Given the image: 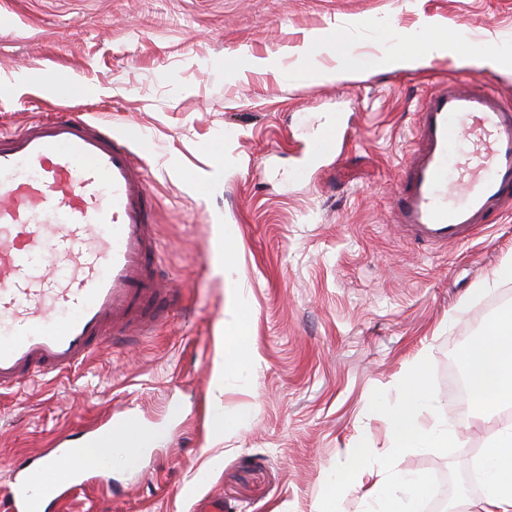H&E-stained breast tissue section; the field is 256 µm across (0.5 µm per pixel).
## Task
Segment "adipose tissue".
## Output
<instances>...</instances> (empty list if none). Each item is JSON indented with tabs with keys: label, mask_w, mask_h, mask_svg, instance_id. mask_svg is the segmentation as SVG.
<instances>
[{
	"label": "adipose tissue",
	"mask_w": 512,
	"mask_h": 512,
	"mask_svg": "<svg viewBox=\"0 0 512 512\" xmlns=\"http://www.w3.org/2000/svg\"><path fill=\"white\" fill-rule=\"evenodd\" d=\"M422 365H415L400 401L387 410L384 419L395 451L437 448L452 453L456 430L440 420V407L422 380ZM469 375V411L480 419L491 418L499 408L512 406V313L490 323L465 356ZM486 490L476 512H512V424L500 428L486 448ZM349 460L377 480L370 488L379 499L381 512H414L431 489L421 475L396 470L393 459L373 462L363 446L348 451Z\"/></svg>",
	"instance_id": "ef3b65f1"
}]
</instances>
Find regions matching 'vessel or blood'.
I'll return each mask as SVG.
<instances>
[{"label":"vessel or blood","instance_id":"1","mask_svg":"<svg viewBox=\"0 0 512 512\" xmlns=\"http://www.w3.org/2000/svg\"><path fill=\"white\" fill-rule=\"evenodd\" d=\"M419 148L402 166L394 225L402 237L444 249L466 244L512 209V103L478 78L433 91L419 107ZM134 124L80 116L0 131V391L92 359L104 342L130 345L164 322L171 290L159 274L153 194ZM336 151L325 132L304 168ZM148 429L132 413L90 431L82 445L119 449L139 463ZM88 466L61 445L23 461L0 512H48L86 482Z\"/></svg>","mask_w":512,"mask_h":512}]
</instances>
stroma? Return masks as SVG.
I'll list each match as a JSON object with an SVG mask.
<instances>
[{
	"instance_id": "1",
	"label": "stroma",
	"mask_w": 512,
	"mask_h": 512,
	"mask_svg": "<svg viewBox=\"0 0 512 512\" xmlns=\"http://www.w3.org/2000/svg\"><path fill=\"white\" fill-rule=\"evenodd\" d=\"M440 28L464 44L382 67ZM336 31L346 56L327 45ZM508 56L512 0H0V130L63 106L141 125L176 290L141 344L104 343L82 367L0 394V491L19 459L130 410L152 432L143 463L108 465L110 484L89 481L51 512H193L207 495L228 512H368L371 479L344 473L346 452L360 439L389 452L381 408L420 359L459 446L414 448L396 466L441 479L449 507L477 502L457 485L512 408L472 422L456 380L469 344L512 308V281L483 288L512 255V210L436 251L396 233L393 207L419 100L472 76L512 100ZM346 57L363 77L336 78ZM63 78L83 88L64 104ZM340 112L335 155L302 172L308 139ZM229 336L244 339L238 372L224 367Z\"/></svg>"
}]
</instances>
